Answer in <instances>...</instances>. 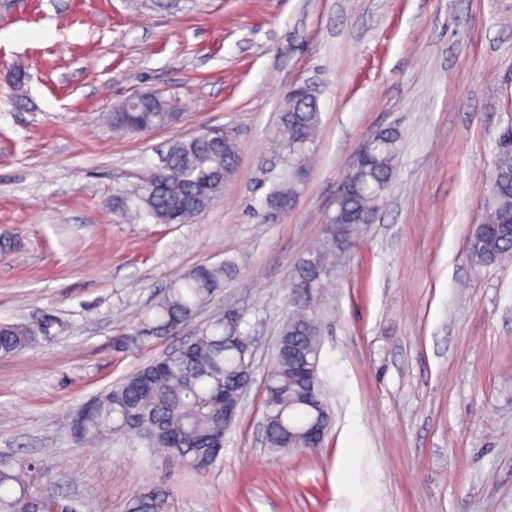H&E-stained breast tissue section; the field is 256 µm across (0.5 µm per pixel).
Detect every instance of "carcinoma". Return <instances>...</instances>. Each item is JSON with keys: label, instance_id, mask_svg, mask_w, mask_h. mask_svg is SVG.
<instances>
[{"label": "carcinoma", "instance_id": "obj_1", "mask_svg": "<svg viewBox=\"0 0 512 512\" xmlns=\"http://www.w3.org/2000/svg\"><path fill=\"white\" fill-rule=\"evenodd\" d=\"M181 114L158 92H145L116 105L109 115L112 131L146 134L177 123ZM320 122L318 101L302 90L288 92L280 122L273 134L280 170L266 196L268 207L286 210L300 191L288 174L306 169L316 147ZM512 140V125L497 136L489 180L490 198L480 224L479 245L470 251L478 266H490L512 250V155L500 143ZM377 148L345 180L354 194L324 217L322 238L294 264L289 274L291 310L280 335L306 350L321 344L324 291L336 272V263L360 231L343 221V212L355 209L375 213L395 177L399 135L386 130L376 136ZM167 164L147 174L135 197V215L156 224H180L197 218L214 201L224 181L236 170L238 153L228 138L211 141L188 136L168 145ZM233 267L226 260L202 265L175 277L145 310L138 335L169 332L191 320L224 284ZM244 317L219 319L205 326L178 350L154 360L103 392L81 408L74 418L78 441L133 438L154 454L181 461L192 468L210 466L224 448V434L232 420L224 419V404L235 395L245 364L250 362ZM44 330L37 323L0 326V354L20 352L35 343ZM311 409L299 400L288 369V358L273 353L264 380L263 418L268 426L266 447L288 452V432L299 426ZM49 483L37 464L16 455H0V512H49L44 498ZM126 512H170L168 494L148 488L132 496Z\"/></svg>", "mask_w": 512, "mask_h": 512}]
</instances>
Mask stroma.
Instances as JSON below:
<instances>
[{"mask_svg": "<svg viewBox=\"0 0 512 512\" xmlns=\"http://www.w3.org/2000/svg\"><path fill=\"white\" fill-rule=\"evenodd\" d=\"M303 84L319 95L317 146L280 213L258 162ZM146 91L181 121L113 133L104 114ZM511 120L512 0H13L0 13V324L53 326L0 355V452L38 460L77 512H124L146 487L169 491L171 512H512V254L479 267L467 250ZM389 128L395 178L325 293L328 438L272 452L263 379L289 272ZM201 129L237 145L217 200L188 224L123 219L117 200ZM224 260L223 290L190 323L131 341L176 274ZM231 307L255 339L253 382L212 465L73 439L85 402Z\"/></svg>", "mask_w": 512, "mask_h": 512, "instance_id": "stroma-1", "label": "stroma"}]
</instances>
